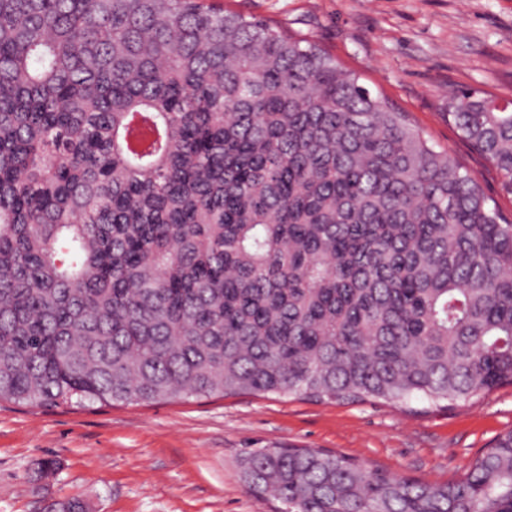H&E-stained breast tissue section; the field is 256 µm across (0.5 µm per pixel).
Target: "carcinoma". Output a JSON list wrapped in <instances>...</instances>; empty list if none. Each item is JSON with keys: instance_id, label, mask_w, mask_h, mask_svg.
<instances>
[{"instance_id": "cac0c4a2", "label": "carcinoma", "mask_w": 512, "mask_h": 512, "mask_svg": "<svg viewBox=\"0 0 512 512\" xmlns=\"http://www.w3.org/2000/svg\"><path fill=\"white\" fill-rule=\"evenodd\" d=\"M448 117L512 190V99ZM512 385V220L315 43L204 0H0V400L453 404ZM288 512H512L460 482L253 448Z\"/></svg>"}]
</instances>
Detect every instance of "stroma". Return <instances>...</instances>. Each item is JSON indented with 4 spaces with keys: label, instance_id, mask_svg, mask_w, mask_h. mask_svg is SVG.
<instances>
[{
    "label": "stroma",
    "instance_id": "obj_1",
    "mask_svg": "<svg viewBox=\"0 0 512 512\" xmlns=\"http://www.w3.org/2000/svg\"><path fill=\"white\" fill-rule=\"evenodd\" d=\"M304 37L406 113L512 219V194L448 120V92L512 98V0H218ZM512 431V385L447 408L276 394L46 409L0 401V512L81 497L90 512H272L246 492L252 448H313L430 483Z\"/></svg>",
    "mask_w": 512,
    "mask_h": 512
}]
</instances>
